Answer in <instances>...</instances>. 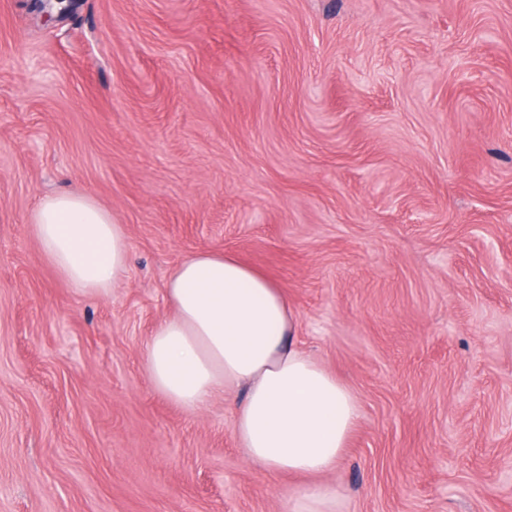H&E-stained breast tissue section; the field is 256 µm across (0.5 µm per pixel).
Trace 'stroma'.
<instances>
[{"instance_id": "35a3bbf8", "label": "stroma", "mask_w": 512, "mask_h": 512, "mask_svg": "<svg viewBox=\"0 0 512 512\" xmlns=\"http://www.w3.org/2000/svg\"><path fill=\"white\" fill-rule=\"evenodd\" d=\"M129 268L82 296L39 200ZM235 254L361 411L339 512H512V0H0V512H288L235 405L144 347L190 254ZM28 224L41 256L58 276L83 296L109 295L128 271L125 225L87 194L43 198Z\"/></svg>"}]
</instances>
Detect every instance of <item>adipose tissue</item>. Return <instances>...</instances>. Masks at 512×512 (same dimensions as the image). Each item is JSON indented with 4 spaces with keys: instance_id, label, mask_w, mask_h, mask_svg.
Segmentation results:
<instances>
[{
    "instance_id": "obj_1",
    "label": "adipose tissue",
    "mask_w": 512,
    "mask_h": 512,
    "mask_svg": "<svg viewBox=\"0 0 512 512\" xmlns=\"http://www.w3.org/2000/svg\"><path fill=\"white\" fill-rule=\"evenodd\" d=\"M28 224L42 257L81 295H109L125 278L126 228L91 196L45 197ZM166 295L172 313L144 351L154 389L189 410L242 394L234 433L249 462L273 476L334 470L359 406L298 348L282 289L234 255L200 251L172 271Z\"/></svg>"
}]
</instances>
